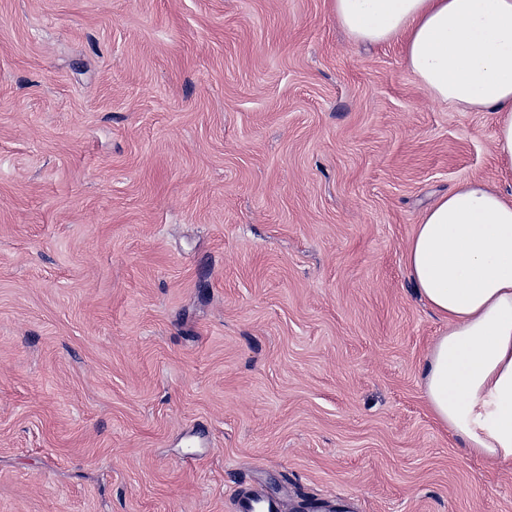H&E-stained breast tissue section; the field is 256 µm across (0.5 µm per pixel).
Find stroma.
Masks as SVG:
<instances>
[{
    "label": "stroma",
    "mask_w": 512,
    "mask_h": 512,
    "mask_svg": "<svg viewBox=\"0 0 512 512\" xmlns=\"http://www.w3.org/2000/svg\"><path fill=\"white\" fill-rule=\"evenodd\" d=\"M495 126L333 0H0V512H512L406 266ZM234 512H281V499L272 495L245 491L238 493L233 504Z\"/></svg>",
    "instance_id": "obj_1"
}]
</instances>
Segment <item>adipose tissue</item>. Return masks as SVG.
I'll use <instances>...</instances> for the list:
<instances>
[{
  "instance_id": "ef3b65f1",
  "label": "adipose tissue",
  "mask_w": 512,
  "mask_h": 512,
  "mask_svg": "<svg viewBox=\"0 0 512 512\" xmlns=\"http://www.w3.org/2000/svg\"><path fill=\"white\" fill-rule=\"evenodd\" d=\"M357 44H402L406 69L439 103L497 113V155L512 163V0H333ZM406 265L448 323L423 369L439 422L484 458L512 463V200L479 177L423 215Z\"/></svg>"
}]
</instances>
